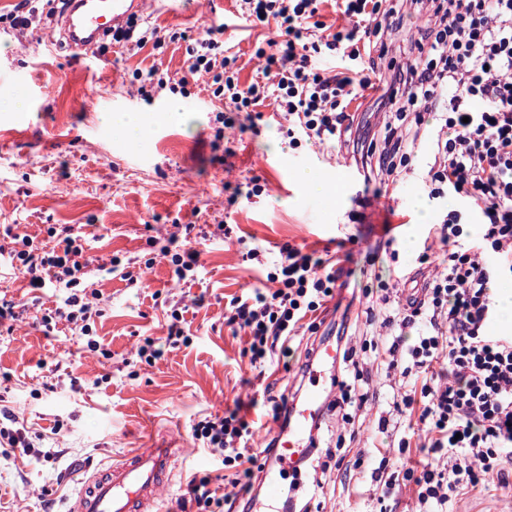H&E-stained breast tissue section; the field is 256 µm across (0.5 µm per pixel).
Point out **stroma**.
Returning a JSON list of instances; mask_svg holds the SVG:
<instances>
[{
    "label": "stroma",
    "mask_w": 512,
    "mask_h": 512,
    "mask_svg": "<svg viewBox=\"0 0 512 512\" xmlns=\"http://www.w3.org/2000/svg\"><path fill=\"white\" fill-rule=\"evenodd\" d=\"M19 0H0V97L28 98L25 112H0V225L16 224L38 248L53 247L52 224L80 227L84 256H116L114 273L90 281L100 297L101 317L93 326L100 348L88 350L70 323L46 330L41 317L61 304L51 288H29L20 276L0 279V292L18 303L11 335H0V407L23 422L36 448L53 452L51 462L19 454L0 455V512H67L76 482L119 463L151 441L172 440L183 453L159 502L164 512H181L180 499L192 475L212 470L207 451L191 432L206 415L248 403L256 370L244 355L245 338L224 324L231 297L259 286L266 262L290 243L317 256L340 258L351 272L318 334L299 337L289 365L267 372L279 385L330 384L336 373L295 376L316 343L335 340L349 323L354 342L378 339L379 284L398 285L403 295L431 279L421 262L423 243L449 211L464 214L472 236L483 231L479 209L455 194L432 199L423 174L431 150L421 135L402 183L369 177L350 152L329 145L291 147L287 120L270 103L258 106L254 128L228 129L219 116L223 98L205 80L185 92L144 89L150 69L187 77L189 58L208 29L237 58L242 83L258 74L256 52L276 28L252 27L236 0H153L137 18L139 31L158 30L161 48L109 47L106 54L79 56L66 45L46 48L48 25L27 31L11 18ZM178 100L182 123L157 126L140 143L116 141L101 123L104 112H154ZM318 167L329 180L344 179L343 195L329 201L307 191L295 171ZM261 193H252L253 185ZM425 198L427 223H418L412 204ZM177 224H197L210 237L199 240L200 267L184 281L172 277L161 248ZM224 226L227 235L214 234ZM261 254L248 260L249 251ZM179 309L185 342L148 362L136 350L145 338H163L172 309ZM389 381L376 372L363 409H335L321 419L319 437L335 444L345 435L342 468H329L322 487L312 490L302 476L297 500L315 499L311 512H412L411 487L359 496L350 481L369 476L371 463L355 467L368 446H397L399 436L375 430ZM457 512H512V484H492L460 495Z\"/></svg>",
    "instance_id": "1"
}]
</instances>
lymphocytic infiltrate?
Masks as SVG:
<instances>
[{
    "instance_id": "1",
    "label": "lymphocytic infiltrate",
    "mask_w": 512,
    "mask_h": 512,
    "mask_svg": "<svg viewBox=\"0 0 512 512\" xmlns=\"http://www.w3.org/2000/svg\"><path fill=\"white\" fill-rule=\"evenodd\" d=\"M319 0H239L254 26L276 24L280 37L260 50L262 79L241 84L234 59L217 54L213 38L199 40L190 74L207 76L243 126L254 111L272 101L287 120L291 145L342 139L350 127L349 108L370 76H384L376 100L385 115L382 136L371 137L363 152L377 155L382 174L397 176L411 160L410 125L433 116L442 130L427 169L430 195L452 192L481 203L483 232L477 245L457 211L433 230L448 246V264L427 282L421 297L400 304L398 291L382 287L389 308L381 325L385 343L349 346L334 380L340 392L331 408L362 393L373 368L395 379L378 419L380 432L399 430L406 411H418L428 438L419 468L394 469L388 449H379L372 482L414 485L417 512H450L460 492L503 477L512 462V336L490 334L491 285L512 272V0H336L344 20L336 30L317 18ZM424 19L405 68L388 60L384 33L397 30L408 10ZM52 252L33 246L31 235L6 225L11 269L30 287L52 286L65 295L44 323L62 318L78 325L86 346L96 350L90 324L96 310L79 286L89 272L81 236L68 224L52 226ZM342 270L285 244L266 274L263 287L232 297L224 321L244 333L252 367L263 368L288 353L301 329L316 331L310 315L335 296ZM417 336L406 342L403 332ZM253 427L239 410L210 415L192 429V439L214 458L224 480L251 491L257 473L275 456L274 443L251 445Z\"/></svg>"
}]
</instances>
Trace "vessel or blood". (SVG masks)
I'll list each match as a JSON object with an SVG mask.
<instances>
[{
  "label": "vessel or blood",
  "mask_w": 512,
  "mask_h": 512,
  "mask_svg": "<svg viewBox=\"0 0 512 512\" xmlns=\"http://www.w3.org/2000/svg\"><path fill=\"white\" fill-rule=\"evenodd\" d=\"M140 6V0H68L59 20L60 34L74 47H101L110 29L124 26ZM327 401L325 390L315 387L290 404L288 427L277 437V458L263 481L267 501L280 499L284 474L309 448ZM178 454L175 448L138 449L121 463L85 477L68 512H152Z\"/></svg>",
  "instance_id": "b4317fda"
}]
</instances>
